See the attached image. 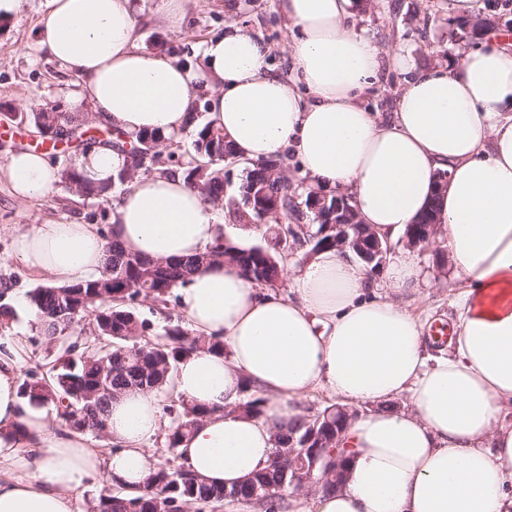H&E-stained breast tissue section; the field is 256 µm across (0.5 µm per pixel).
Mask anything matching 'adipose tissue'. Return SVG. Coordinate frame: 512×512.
Listing matches in <instances>:
<instances>
[{"label": "adipose tissue", "instance_id": "1", "mask_svg": "<svg viewBox=\"0 0 512 512\" xmlns=\"http://www.w3.org/2000/svg\"><path fill=\"white\" fill-rule=\"evenodd\" d=\"M350 5L280 0L291 35L288 82L272 73L268 46L238 25L206 41L212 93L201 116L186 69L139 47L137 0H52L39 44L79 81L72 111L130 135H183L207 123L249 164L293 155L303 178L345 191L382 238L415 223L436 172L448 174L436 241L462 285L449 354H428L424 324L401 299L420 274L410 253L388 260L380 284L337 249L301 268L287 264L284 293L218 263L191 275L179 290L191 332L222 340L225 352H193L174 371L176 394L212 410L179 444L186 470L237 485L268 465L278 427L323 390L363 408L339 441L349 475L336 491L297 493L292 512H512V422L503 416L512 406V39L487 34L462 51L458 67L419 75L381 119L359 95L381 63L406 71L414 61L348 27ZM126 165V153L105 141L76 160L99 184ZM0 177L27 202L46 197L58 173L45 153L20 149ZM111 229L127 251L154 259L201 254L221 234L242 232L177 173L135 175ZM105 254L93 224L13 232V259L54 286L97 275ZM24 363L20 338L0 341V512H75L74 493L91 479L142 484L168 427L155 394L113 400L107 431L118 448H96L23 402ZM246 378L268 399L262 418L234 410ZM20 426L21 439L13 435Z\"/></svg>", "mask_w": 512, "mask_h": 512}]
</instances>
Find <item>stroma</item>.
Wrapping results in <instances>:
<instances>
[{
	"label": "stroma",
	"mask_w": 512,
	"mask_h": 512,
	"mask_svg": "<svg viewBox=\"0 0 512 512\" xmlns=\"http://www.w3.org/2000/svg\"><path fill=\"white\" fill-rule=\"evenodd\" d=\"M48 4L49 0H22L19 12L10 20L0 21V164L13 151L37 148L45 142L34 126L20 119L26 103H33L38 110L57 106L65 111L75 89L74 77L38 45V21ZM231 23L247 29L269 46L273 73L291 78L292 63L278 0H188L185 33H172L154 25L141 28L142 49L180 61L193 75L192 95L198 112H205L209 93L197 79L203 43L222 35ZM346 23L382 47L402 46L420 71L456 63L461 51L470 45L469 40L457 37L463 19L449 10L448 0H372L367 7L362 6L361 0H352ZM411 79V74L384 67L361 101L381 117H388ZM124 190V185H115L108 199L102 201L71 196L58 185L47 197L22 203L15 199L8 183L0 180V280L17 288L23 298L14 309L11 323L0 327V338H23L26 370L40 374L46 371V350L37 333L34 313L25 301L40 281L10 259L9 228L55 219L77 220L104 229L111 222L112 206ZM418 257V292L404 296L403 301L434 327L452 318L459 283L449 268L436 266L433 249L419 251Z\"/></svg>",
	"instance_id": "1"
}]
</instances>
